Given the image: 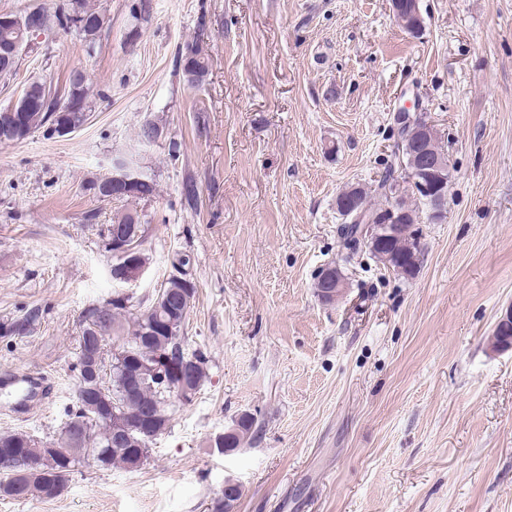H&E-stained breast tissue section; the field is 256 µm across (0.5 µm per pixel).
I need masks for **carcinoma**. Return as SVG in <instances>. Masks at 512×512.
Instances as JSON below:
<instances>
[{"label":"carcinoma","instance_id":"1","mask_svg":"<svg viewBox=\"0 0 512 512\" xmlns=\"http://www.w3.org/2000/svg\"><path fill=\"white\" fill-rule=\"evenodd\" d=\"M99 17L85 0H71L69 11L62 14L59 23L71 28L77 23ZM32 32L28 26L15 28L0 26V47L18 44L23 48ZM179 65L190 82H200L208 64L202 45L192 42L179 53ZM23 94L34 101L26 109L24 134L14 138L20 141L31 134L47 129L55 117L64 115L68 122L82 123L86 118L87 90L85 78L75 74L70 78L67 101L59 102L46 91L43 82H32ZM156 184L142 183L128 192L116 194V199H145L154 196ZM349 201L351 207L375 215L383 209L380 204L367 202V193L358 189L353 195L337 197ZM400 208L411 212L410 220L398 235L391 239L387 251L373 250L371 256L385 267L404 276H414L422 247L417 230L419 208L404 199ZM123 225L130 232V243L141 264L148 263L142 248L143 236L139 215L126 212L112 218L107 225L105 240H110L113 225ZM362 227L342 224L338 236L347 248L359 242ZM195 288L188 280L173 276L167 280L156 298L147 306L131 311L128 302L109 301V322L95 332L91 329L97 307L86 309L78 338L76 365V409L60 431L45 440H37L23 432L0 433V452L13 456L0 461V496L12 499L29 497L53 498L64 489L70 475L91 457L101 468L120 463L128 469H137L150 456L151 445L169 428L176 395L163 384V371L157 357L168 354L175 362L188 356L193 392H198L207 375L208 360L199 351L187 352L181 336L190 309ZM116 346L107 349L108 341ZM151 411L158 420L159 431L152 435L134 433L129 437L118 431L138 420L145 411Z\"/></svg>","mask_w":512,"mask_h":512}]
</instances>
